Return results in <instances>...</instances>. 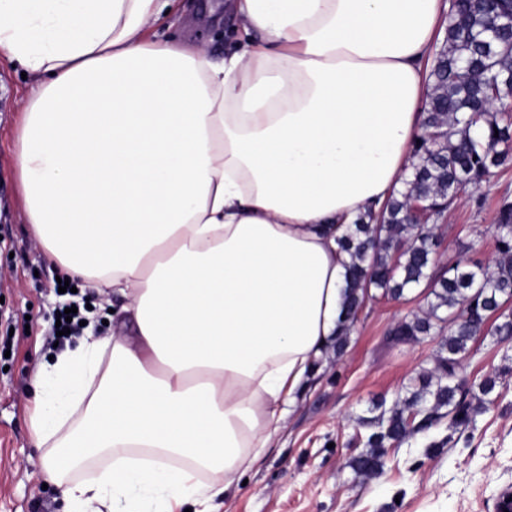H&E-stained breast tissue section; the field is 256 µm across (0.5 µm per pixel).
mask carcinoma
Returning a JSON list of instances; mask_svg holds the SVG:
<instances>
[{
  "label": "carcinoma",
  "mask_w": 512,
  "mask_h": 512,
  "mask_svg": "<svg viewBox=\"0 0 512 512\" xmlns=\"http://www.w3.org/2000/svg\"><path fill=\"white\" fill-rule=\"evenodd\" d=\"M512 19V0H455L444 43L433 53V96L414 142L404 190L377 213L358 217L339 239L348 251L343 293L344 325L333 343L340 356L371 299L401 301L426 285L424 305L395 321L386 339L393 344L437 340L432 366L397 393L378 414L360 418L361 451L348 461L357 479L379 475L389 449L447 422L448 436L429 440L426 452L454 441L494 403L497 377L472 384L465 374L475 336L491 318L495 336H512V204L505 202L495 224L496 256L490 268L466 258L437 273L436 237L412 214L416 201L439 214L464 194L482 205L477 192L497 170L512 165V30L502 28L492 43L488 30Z\"/></svg>",
  "instance_id": "carcinoma-1"
}]
</instances>
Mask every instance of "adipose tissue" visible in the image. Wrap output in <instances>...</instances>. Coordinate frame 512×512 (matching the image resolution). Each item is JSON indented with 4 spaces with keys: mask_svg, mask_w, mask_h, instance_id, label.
Segmentation results:
<instances>
[{
    "mask_svg": "<svg viewBox=\"0 0 512 512\" xmlns=\"http://www.w3.org/2000/svg\"><path fill=\"white\" fill-rule=\"evenodd\" d=\"M174 0H0L37 78L16 167L32 234L119 293L40 365L32 427L69 512H219L341 320L338 239L402 189L449 0H230L214 61L144 33ZM110 299L111 306L106 305L104 309L97 307L100 314L102 334L133 335L130 320L127 314L121 311L122 300L115 295L112 297V291H110ZM109 308H112L114 313H109ZM102 320H108V325H103Z\"/></svg>",
    "mask_w": 512,
    "mask_h": 512,
    "instance_id": "1",
    "label": "adipose tissue"
}]
</instances>
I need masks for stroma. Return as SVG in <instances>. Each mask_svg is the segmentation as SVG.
<instances>
[{"mask_svg": "<svg viewBox=\"0 0 512 512\" xmlns=\"http://www.w3.org/2000/svg\"><path fill=\"white\" fill-rule=\"evenodd\" d=\"M209 0H176L153 32L170 40L204 42L214 59L240 48L246 36L231 13L207 14ZM36 84L20 68L0 61V226L10 237L0 248V512H66L55 484L42 478L43 451L31 423L30 378L49 356L75 345L49 331L62 302L54 291L59 269L34 244L21 203L14 152L22 101ZM482 206L461 197L439 220L435 234L443 265L468 256L491 265L492 226L503 202H512V168L490 179ZM417 302L368 306L341 358H328L311 375L285 414L281 429L246 485L223 499L221 512H497L512 488V376L495 406L468 429V445L425 452V438L389 452L384 471L355 479L347 466L355 449L356 420L379 399L394 400L417 372L431 366L434 344L391 345V324ZM512 340L481 337L466 363L469 378L497 373Z\"/></svg>", "mask_w": 512, "mask_h": 512, "instance_id": "stroma-1", "label": "stroma"}]
</instances>
